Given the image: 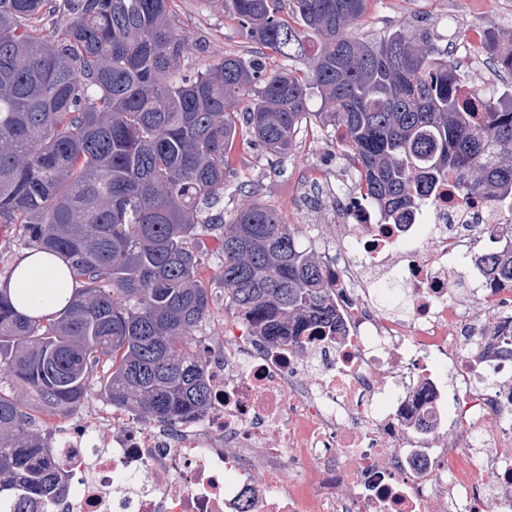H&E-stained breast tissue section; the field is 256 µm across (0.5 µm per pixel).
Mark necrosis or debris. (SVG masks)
Returning a JSON list of instances; mask_svg holds the SVG:
<instances>
[{
  "instance_id": "obj_1",
  "label": "necrosis or debris",
  "mask_w": 512,
  "mask_h": 512,
  "mask_svg": "<svg viewBox=\"0 0 512 512\" xmlns=\"http://www.w3.org/2000/svg\"><path fill=\"white\" fill-rule=\"evenodd\" d=\"M321 198L341 334L225 336L200 416L88 408L52 450L66 493L33 512H512V289L482 261L512 212L444 182L405 224L350 182Z\"/></svg>"
}]
</instances>
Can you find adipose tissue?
<instances>
[{
  "instance_id": "adipose-tissue-1",
  "label": "adipose tissue",
  "mask_w": 512,
  "mask_h": 512,
  "mask_svg": "<svg viewBox=\"0 0 512 512\" xmlns=\"http://www.w3.org/2000/svg\"><path fill=\"white\" fill-rule=\"evenodd\" d=\"M7 286L21 312L47 315L66 304L76 283L63 259L30 250L20 259Z\"/></svg>"
}]
</instances>
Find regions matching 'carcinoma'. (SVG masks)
Returning a JSON list of instances; mask_svg holds the SVG:
<instances>
[{
	"mask_svg": "<svg viewBox=\"0 0 512 512\" xmlns=\"http://www.w3.org/2000/svg\"><path fill=\"white\" fill-rule=\"evenodd\" d=\"M0 0V223L68 262L79 287L48 316L0 289V498L29 512L60 489L52 430L34 424L94 392L139 419L173 422L211 400L191 334L210 313L191 241L222 234L225 306L269 343L338 330L322 262L272 209L211 214L243 118L288 157L307 117L343 131L360 190L394 220L448 173L457 188L512 210V102L461 97L435 27L376 41L351 32L367 0H218L254 45L177 77L192 44L173 0ZM512 74V38L488 39ZM307 60L298 74L267 54ZM321 111L308 112L312 96ZM512 287V244L487 257Z\"/></svg>",
	"mask_w": 512,
	"mask_h": 512,
	"instance_id": "obj_1",
	"label": "carcinoma"
}]
</instances>
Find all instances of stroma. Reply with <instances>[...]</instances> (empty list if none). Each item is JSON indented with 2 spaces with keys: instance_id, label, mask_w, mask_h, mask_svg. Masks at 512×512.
<instances>
[{
  "instance_id": "stroma-1",
  "label": "stroma",
  "mask_w": 512,
  "mask_h": 512,
  "mask_svg": "<svg viewBox=\"0 0 512 512\" xmlns=\"http://www.w3.org/2000/svg\"><path fill=\"white\" fill-rule=\"evenodd\" d=\"M502 3L503 0H369L365 14L353 24L352 31L372 40L400 27L437 26L446 37L448 65L459 81L478 90L491 89L495 96L507 98L512 96V77L500 73L492 61L473 63L464 50L476 31H493L504 38L512 35V13L503 14ZM173 8L179 26L193 43L181 65L182 73L203 70L224 54L247 50L248 43L236 22L210 9L204 0H175ZM231 169L234 180L243 183L244 188L225 194L221 210L263 204L275 210L304 243L328 221L319 201L318 177L338 172L348 175L354 173L355 165L349 154L337 147L335 130L311 118L303 124L292 153L280 163L265 155L247 136L237 137ZM193 246L203 257L201 274L213 295L210 314L194 336L212 344L223 335L226 326L237 321L224 305L220 234L215 231L201 235Z\"/></svg>"
}]
</instances>
